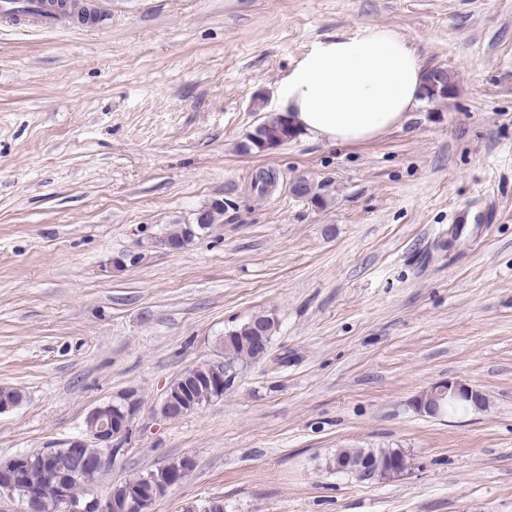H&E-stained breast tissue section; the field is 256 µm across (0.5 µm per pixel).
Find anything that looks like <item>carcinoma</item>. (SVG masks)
<instances>
[{"label":"carcinoma","instance_id":"carcinoma-1","mask_svg":"<svg viewBox=\"0 0 512 512\" xmlns=\"http://www.w3.org/2000/svg\"><path fill=\"white\" fill-rule=\"evenodd\" d=\"M453 85L452 76L447 81L438 79L436 69L426 71L422 89V99L429 103L450 96L448 87ZM298 136L288 119L273 113L254 129L247 142L242 145L246 154L261 153L279 147ZM291 191L299 198L321 207L326 199L320 193V187L313 185L305 178L297 179ZM207 222L204 224H174L167 232L168 237L179 247L188 244L199 232H206L219 220L224 218V206L210 204L204 208ZM279 323L270 313H258L251 316L244 323L224 332L220 340L224 341V375L241 370L244 366L257 362L266 357L272 337L278 329ZM337 457L344 458L355 470L366 466V461L375 459L386 464L396 458H403L405 454L399 450L374 448H341L337 450Z\"/></svg>","mask_w":512,"mask_h":512}]
</instances>
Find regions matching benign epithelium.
I'll use <instances>...</instances> for the list:
<instances>
[{"label":"benign epithelium","instance_id":"benign-epithelium-1","mask_svg":"<svg viewBox=\"0 0 512 512\" xmlns=\"http://www.w3.org/2000/svg\"><path fill=\"white\" fill-rule=\"evenodd\" d=\"M448 401L466 400L475 407L483 405L480 390L452 381H441L421 395L417 411H435L443 398ZM197 408V403L188 389L168 387L161 405V414L176 418ZM139 409V399L133 393H125L116 399L94 408L87 415L81 436L69 441L73 452L66 461L52 448L36 454H21L8 460H0V492L18 494L26 504L24 512H40L41 488L23 478L22 472L37 465L42 468L47 480L56 484L60 512H139L143 498H161L169 489L189 473L185 467L177 475L159 472L142 486L131 485L119 496L112 494L98 497L92 489L81 496H74L69 481L76 474L92 482L112 466V458L132 437V423ZM97 448L91 460L82 458L77 450L88 446Z\"/></svg>","mask_w":512,"mask_h":512}]
</instances>
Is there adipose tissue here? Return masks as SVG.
<instances>
[{"mask_svg":"<svg viewBox=\"0 0 512 512\" xmlns=\"http://www.w3.org/2000/svg\"><path fill=\"white\" fill-rule=\"evenodd\" d=\"M423 61L388 27L317 41L279 79L275 111L304 136L331 145L376 139L422 99Z\"/></svg>","mask_w":512,"mask_h":512,"instance_id":"ef3b65f1","label":"adipose tissue"}]
</instances>
